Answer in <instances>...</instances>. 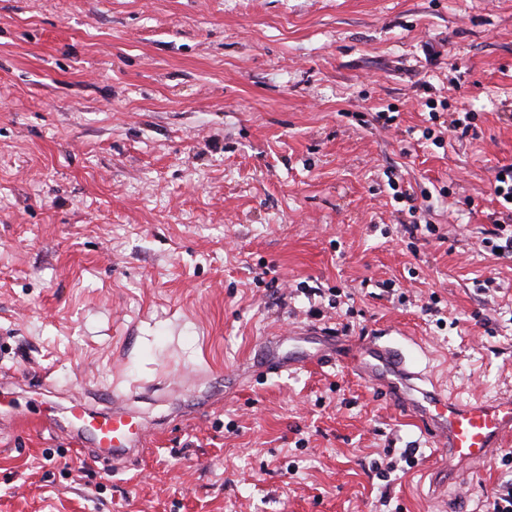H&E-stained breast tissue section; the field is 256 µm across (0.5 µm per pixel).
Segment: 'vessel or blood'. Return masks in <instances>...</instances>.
Here are the masks:
<instances>
[{"label":"vessel or blood","instance_id":"obj_1","mask_svg":"<svg viewBox=\"0 0 512 512\" xmlns=\"http://www.w3.org/2000/svg\"><path fill=\"white\" fill-rule=\"evenodd\" d=\"M307 335L323 337L321 349L312 354L317 365L337 358L338 337L325 329L309 327ZM281 336H269L262 343L267 360L265 370L279 374L298 366L293 355L281 353ZM355 374L392 400L402 416L419 423L431 433L441 452L427 469L433 487L448 484V464H470L490 459L505 437L512 435V393L505 392L485 401L464 403L448 394L433 375L418 368L384 333L365 338L351 359ZM129 398L116 395L109 409L95 408L87 399L71 401L64 415H44L39 424L53 433L76 439L81 447L111 459L113 467L126 466L146 447L153 429L128 405Z\"/></svg>","mask_w":512,"mask_h":512}]
</instances>
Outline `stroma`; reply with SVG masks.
<instances>
[{"label": "stroma", "mask_w": 512, "mask_h": 512, "mask_svg": "<svg viewBox=\"0 0 512 512\" xmlns=\"http://www.w3.org/2000/svg\"><path fill=\"white\" fill-rule=\"evenodd\" d=\"M463 107L474 133L421 142ZM509 164L512 0H0V374L51 379L0 388V512H486L500 459L432 491L437 448L349 359L267 375L259 344L383 329L461 401L512 391L483 245ZM391 178L434 194L397 211ZM165 381L119 471L37 425Z\"/></svg>", "instance_id": "obj_1"}]
</instances>
